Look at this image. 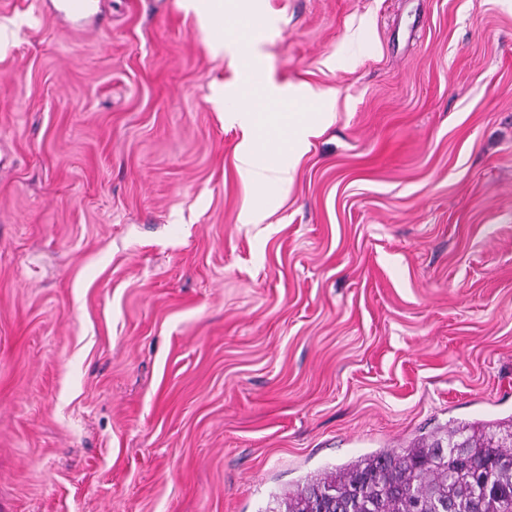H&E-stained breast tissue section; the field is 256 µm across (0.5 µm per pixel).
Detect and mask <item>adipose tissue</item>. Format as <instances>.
I'll return each instance as SVG.
<instances>
[{
	"instance_id": "ef3b65f1",
	"label": "adipose tissue",
	"mask_w": 512,
	"mask_h": 512,
	"mask_svg": "<svg viewBox=\"0 0 512 512\" xmlns=\"http://www.w3.org/2000/svg\"><path fill=\"white\" fill-rule=\"evenodd\" d=\"M247 32H240L233 42L231 62L245 82L246 98L238 118L244 130L237 146L238 168L262 193L291 182L296 162L302 152L301 132L310 130L309 115L301 119L265 107L268 100L278 98L275 85L255 86L261 71V61L249 50Z\"/></svg>"
}]
</instances>
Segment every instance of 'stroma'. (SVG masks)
Here are the masks:
<instances>
[{"label": "stroma", "mask_w": 512, "mask_h": 512, "mask_svg": "<svg viewBox=\"0 0 512 512\" xmlns=\"http://www.w3.org/2000/svg\"><path fill=\"white\" fill-rule=\"evenodd\" d=\"M321 113L257 223L187 0H0V512H266L512 418V0H250Z\"/></svg>", "instance_id": "stroma-1"}]
</instances>
